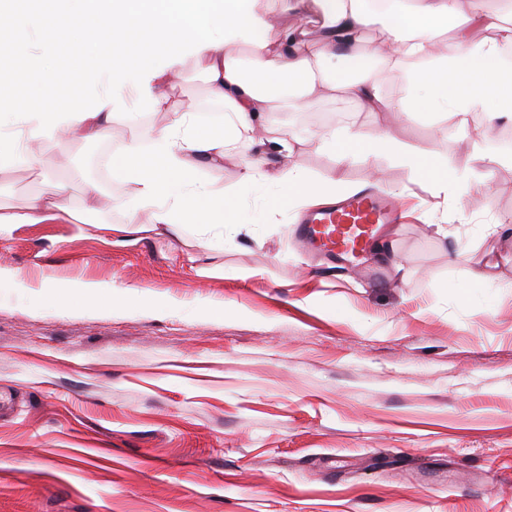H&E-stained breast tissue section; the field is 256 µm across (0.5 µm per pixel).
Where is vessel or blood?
Instances as JSON below:
<instances>
[{
	"mask_svg": "<svg viewBox=\"0 0 512 512\" xmlns=\"http://www.w3.org/2000/svg\"><path fill=\"white\" fill-rule=\"evenodd\" d=\"M399 221L391 199L366 190L304 214L293 224L292 235L323 258H357L372 248L379 225Z\"/></svg>",
	"mask_w": 512,
	"mask_h": 512,
	"instance_id": "b4317fda",
	"label": "vessel or blood"
}]
</instances>
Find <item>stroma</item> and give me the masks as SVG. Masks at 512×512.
<instances>
[{"label": "stroma", "mask_w": 512, "mask_h": 512, "mask_svg": "<svg viewBox=\"0 0 512 512\" xmlns=\"http://www.w3.org/2000/svg\"><path fill=\"white\" fill-rule=\"evenodd\" d=\"M384 51L369 27L350 68L377 63L392 99ZM181 69L178 108L209 107L190 53ZM353 109L323 93L272 120L305 178L402 207L387 257L364 258L383 283L303 255L288 227L307 207L291 195L253 236L177 237L125 231L131 184L90 200L75 183L72 218L0 235V263L32 284L115 285L91 314L0 297V512H512V227L497 224L512 216V153L458 205L389 156L378 179L338 164L318 134ZM509 127L358 123L361 143L390 133L451 178ZM104 147L49 143L36 169L0 165V202L22 209ZM477 267L485 295L467 302Z\"/></svg>", "instance_id": "obj_1"}]
</instances>
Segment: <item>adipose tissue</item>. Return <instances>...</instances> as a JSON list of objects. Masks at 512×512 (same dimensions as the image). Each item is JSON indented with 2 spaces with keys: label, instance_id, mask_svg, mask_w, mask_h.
<instances>
[{
  "label": "adipose tissue",
  "instance_id": "1",
  "mask_svg": "<svg viewBox=\"0 0 512 512\" xmlns=\"http://www.w3.org/2000/svg\"><path fill=\"white\" fill-rule=\"evenodd\" d=\"M101 16L77 21L67 7L32 8L20 14L0 7V38L7 48L25 42L34 31L49 32L48 41L31 49L33 60L57 55L66 47H96L103 31H110L119 54L108 84L100 87L92 104L65 112H51L39 103L0 91V155L13 163L36 168L41 146L69 136L107 139L115 115H126L132 128L129 141L117 144L103 164L113 180L133 184L132 213H147L143 230L164 228L182 235L195 216L206 225L223 227L226 214L238 221L234 232L251 230L274 209L288 185H300L304 198L332 197L335 184L315 185L289 169L263 170L262 160L243 159V191L228 198L224 191L200 179L204 169H219L228 152L242 147L259 149L264 140L258 129L268 115L297 107L300 96L316 89H343L361 112H394L404 121L430 113L467 126L470 118L490 124L512 119V0H315L329 13L319 44H312L303 10L306 0H280L282 11L296 14L294 25L267 19L268 0H95ZM383 25L388 51L386 62L401 82L395 99L384 96L370 74L338 80L337 58L352 56L360 36L372 23ZM453 33L451 51L435 55L431 41ZM245 42L260 72L245 71L232 45ZM190 46L204 73L209 98L216 112L178 110L172 92L178 84L177 67L182 46ZM168 112L171 122L160 129L144 124L141 108ZM358 137L347 124L321 135V145L336 154L340 164L356 160L372 164L386 152L405 169L409 180L423 178L428 163L398 140L379 135L357 152L350 144ZM498 155H474L478 179L438 178L441 191L457 199L473 187H488ZM63 183L47 184L42 196L20 212H0V231L13 224H40L59 208L66 191ZM0 289L12 291L27 312L47 303L65 304L84 299L87 306H103L112 294L108 283L75 281L32 285L14 268L0 266Z\"/></svg>",
  "mask_w": 512,
  "mask_h": 512
}]
</instances>
